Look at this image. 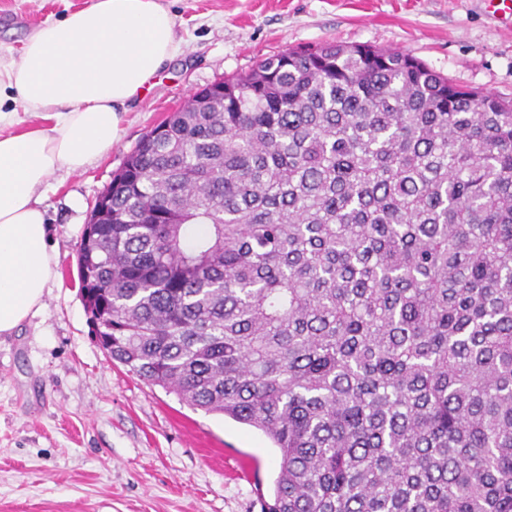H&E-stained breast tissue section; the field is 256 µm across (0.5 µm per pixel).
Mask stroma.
<instances>
[{"instance_id": "1", "label": "stroma", "mask_w": 512, "mask_h": 512, "mask_svg": "<svg viewBox=\"0 0 512 512\" xmlns=\"http://www.w3.org/2000/svg\"><path fill=\"white\" fill-rule=\"evenodd\" d=\"M90 0H0V62L45 20ZM183 43L121 137L87 170H57L44 207L58 278L45 308L0 335V512H261L279 456L261 432L195 410L95 342L77 245L97 198L140 138L198 89L325 42L408 53L454 82L512 101V28L483 0H161Z\"/></svg>"}]
</instances>
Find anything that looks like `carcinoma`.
<instances>
[{
  "label": "carcinoma",
  "instance_id": "cac0c4a2",
  "mask_svg": "<svg viewBox=\"0 0 512 512\" xmlns=\"http://www.w3.org/2000/svg\"><path fill=\"white\" fill-rule=\"evenodd\" d=\"M77 249L109 357L266 435L263 512H512V104L291 49L147 133Z\"/></svg>",
  "mask_w": 512,
  "mask_h": 512
}]
</instances>
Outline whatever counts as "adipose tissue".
Here are the masks:
<instances>
[{"instance_id":"obj_1","label":"adipose tissue","mask_w":512,"mask_h":512,"mask_svg":"<svg viewBox=\"0 0 512 512\" xmlns=\"http://www.w3.org/2000/svg\"><path fill=\"white\" fill-rule=\"evenodd\" d=\"M180 51L176 18L159 0H92L41 24L18 61L0 65V96L47 122L18 133L15 111L0 108V334L44 309L58 275L43 207L49 176L108 154L121 112Z\"/></svg>"}]
</instances>
